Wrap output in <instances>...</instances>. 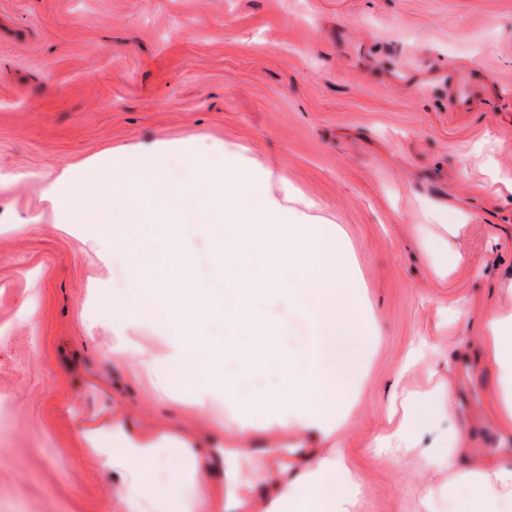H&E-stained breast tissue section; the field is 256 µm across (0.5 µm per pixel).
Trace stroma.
<instances>
[{
	"label": "stroma",
	"instance_id": "35a3bbf8",
	"mask_svg": "<svg viewBox=\"0 0 512 512\" xmlns=\"http://www.w3.org/2000/svg\"><path fill=\"white\" fill-rule=\"evenodd\" d=\"M199 138L275 173L268 194L335 225L372 352L344 427L274 433L216 398L161 388L165 332L118 330L105 301L131 279L112 241L44 196L61 168ZM186 245L213 292L214 237ZM512 310V0H0V512H127L125 474L93 455L124 436L160 454L139 512H261L283 473L340 455L351 512H448V464L512 465L485 319ZM281 351L309 323L270 295ZM416 363L400 365L412 348ZM454 379L414 447L373 448L411 395ZM121 419L124 433L112 432ZM281 442L303 458L272 460Z\"/></svg>",
	"mask_w": 512,
	"mask_h": 512
}]
</instances>
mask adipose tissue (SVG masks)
Instances as JSON below:
<instances>
[{
	"label": "adipose tissue",
	"mask_w": 512,
	"mask_h": 512,
	"mask_svg": "<svg viewBox=\"0 0 512 512\" xmlns=\"http://www.w3.org/2000/svg\"><path fill=\"white\" fill-rule=\"evenodd\" d=\"M482 337L487 359L497 371L499 419L512 425V311L490 316L484 323ZM435 411L433 403L409 401L397 427L377 440L381 452L399 456L412 445L415 432ZM463 438L450 440L444 455L451 478L448 482V512H467L464 496L479 489L480 512H512V466L487 461L459 467ZM158 455L152 439L133 437L125 447L112 451L114 466L129 471L132 482L126 496H134L147 484L150 465ZM356 488L342 459L323 458L303 468L288 485L267 504L265 512H348Z\"/></svg>",
	"instance_id": "1"
}]
</instances>
